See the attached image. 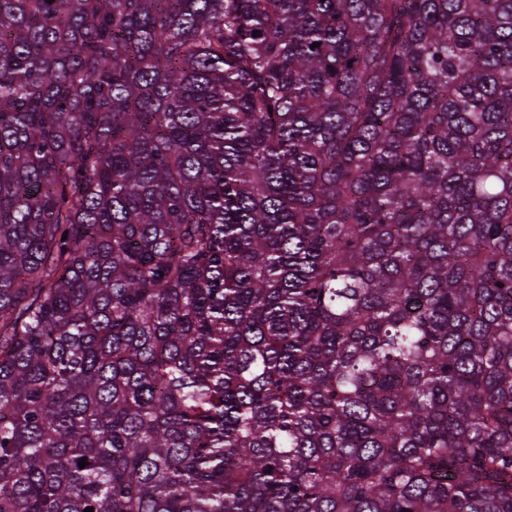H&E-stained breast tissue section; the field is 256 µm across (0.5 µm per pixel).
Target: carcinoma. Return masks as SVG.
I'll return each mask as SVG.
<instances>
[{"mask_svg":"<svg viewBox=\"0 0 512 512\" xmlns=\"http://www.w3.org/2000/svg\"><path fill=\"white\" fill-rule=\"evenodd\" d=\"M88 507L512 512V0H0V512Z\"/></svg>","mask_w":512,"mask_h":512,"instance_id":"1","label":"carcinoma"}]
</instances>
